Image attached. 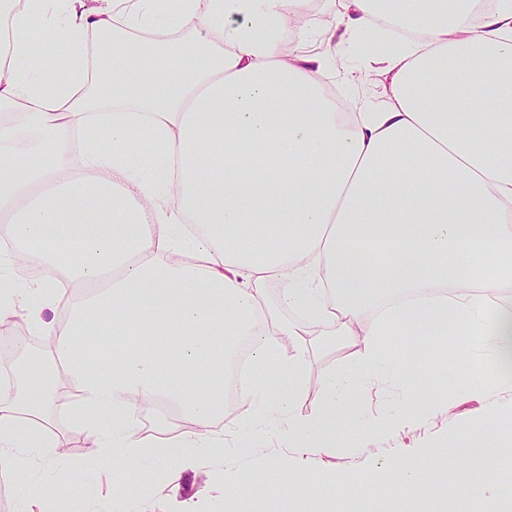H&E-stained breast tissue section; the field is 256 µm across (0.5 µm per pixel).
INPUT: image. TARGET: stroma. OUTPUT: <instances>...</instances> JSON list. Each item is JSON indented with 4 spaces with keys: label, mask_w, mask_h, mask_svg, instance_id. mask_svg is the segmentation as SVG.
Instances as JSON below:
<instances>
[{
    "label": "stroma",
    "mask_w": 512,
    "mask_h": 512,
    "mask_svg": "<svg viewBox=\"0 0 512 512\" xmlns=\"http://www.w3.org/2000/svg\"><path fill=\"white\" fill-rule=\"evenodd\" d=\"M409 357L410 388L394 389L384 383L374 386L362 401L360 424L345 433L342 448L314 457L310 462L312 468L335 476L360 477L375 463L396 456L398 450L411 452L423 446H440L449 434L466 427L480 413L481 397L460 390L462 374L474 361L461 339L430 337ZM355 358L354 347L339 337L315 335L305 356L309 388L302 402L304 412H311L317 404L321 375L351 373ZM414 393L423 397L443 395L448 408L415 428L377 435L366 432L363 421L371 413L400 405ZM252 417L249 404L239 402L225 408L223 425L237 434L236 451L205 452L201 457V476L186 473L176 481L163 477L129 497L125 512H169L175 493L183 498L194 497L206 512H489L491 508L489 502L462 492L483 471V459L478 454L468 455L463 464L452 468L440 457L428 461L427 477L437 490L432 498L414 492L372 494L344 501L329 484L301 490L299 469L280 463L288 453L286 435L273 424L248 433ZM229 471L241 475L259 471L263 480L253 486L247 499L228 503L220 477ZM0 483L7 490L8 512H21L22 506L34 498L38 499L41 512H62L66 505L64 498L50 494L52 477L41 459H33L23 474L0 478Z\"/></svg>",
    "instance_id": "stroma-1"
}]
</instances>
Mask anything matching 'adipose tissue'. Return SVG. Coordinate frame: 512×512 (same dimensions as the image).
<instances>
[{
    "instance_id": "adipose-tissue-1",
    "label": "adipose tissue",
    "mask_w": 512,
    "mask_h": 512,
    "mask_svg": "<svg viewBox=\"0 0 512 512\" xmlns=\"http://www.w3.org/2000/svg\"><path fill=\"white\" fill-rule=\"evenodd\" d=\"M473 0H337L324 41L398 30L365 67L308 49L296 26L309 0H0V322L21 318L46 360L0 380V471L16 474L62 446L55 395L112 472L114 508L162 476L197 472L223 445L226 367L252 347L243 401L288 436L301 460L334 452L360 419L378 373L403 381L387 335L462 327L471 351L512 357V311L485 294L512 285V0L474 15ZM59 36L67 75L48 79L34 33ZM293 40L285 52V40ZM173 58V74L155 65ZM386 78L385 99L340 112L326 74L353 86ZM380 244L384 253L368 252ZM44 259L40 277L10 287L14 257ZM385 284L371 278L373 263ZM78 285L64 322L46 315ZM281 283L278 309L268 283ZM357 345L359 377L324 374L302 410L310 328ZM112 337V360L88 368L86 336ZM292 347V355L281 352ZM275 369L274 389L260 386ZM187 425L144 429L156 404ZM444 404L406 402L363 421L368 433L416 424ZM499 407L408 463L339 480L352 500L384 488L429 495L423 462L479 453L497 470L488 433Z\"/></svg>"
}]
</instances>
